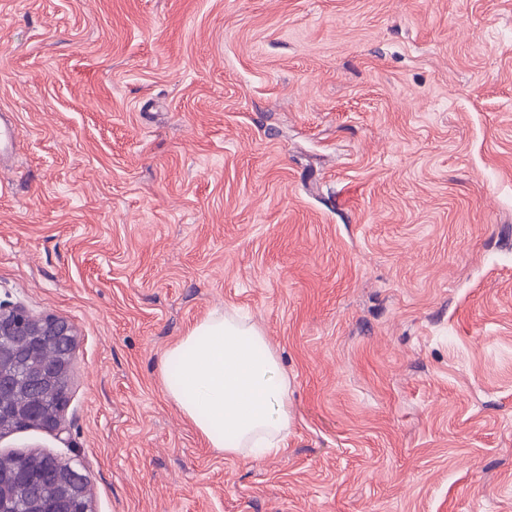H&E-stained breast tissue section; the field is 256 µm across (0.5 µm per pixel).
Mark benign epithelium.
Instances as JSON below:
<instances>
[{
	"instance_id": "7a95c632",
	"label": "benign epithelium",
	"mask_w": 512,
	"mask_h": 512,
	"mask_svg": "<svg viewBox=\"0 0 512 512\" xmlns=\"http://www.w3.org/2000/svg\"><path fill=\"white\" fill-rule=\"evenodd\" d=\"M75 328L62 317L34 315L19 304L0 302V401L11 397L25 383L31 391L27 404L9 418L0 415V434L30 428L60 433L65 429V410L68 404L67 372L74 356ZM51 344H63L67 359L55 366L60 378L51 404L38 394V383L45 372L38 368L25 375L17 367L22 357H36ZM62 480L57 496L36 502L37 512H92L87 479L71 461L55 454L32 451L15 456L12 483L0 485V512H23L16 503V494L27 485L42 481L46 473Z\"/></svg>"
}]
</instances>
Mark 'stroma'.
<instances>
[{
  "label": "stroma",
  "instance_id": "1",
  "mask_svg": "<svg viewBox=\"0 0 512 512\" xmlns=\"http://www.w3.org/2000/svg\"><path fill=\"white\" fill-rule=\"evenodd\" d=\"M0 300L77 332L94 512H512V0H0ZM239 311L290 380L258 459L164 352Z\"/></svg>",
  "mask_w": 512,
  "mask_h": 512
}]
</instances>
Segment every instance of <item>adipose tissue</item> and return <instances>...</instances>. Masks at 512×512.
Returning <instances> with one entry per match:
<instances>
[{"label":"adipose tissue","mask_w":512,"mask_h":512,"mask_svg":"<svg viewBox=\"0 0 512 512\" xmlns=\"http://www.w3.org/2000/svg\"><path fill=\"white\" fill-rule=\"evenodd\" d=\"M166 396L210 447L238 456L277 452L288 434V376L263 331L212 313L160 364Z\"/></svg>","instance_id":"obj_1"}]
</instances>
